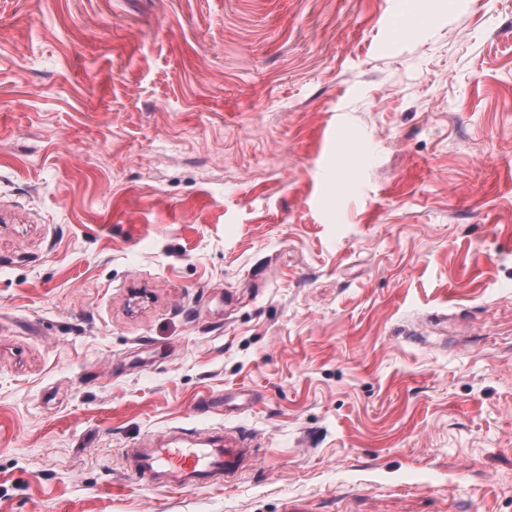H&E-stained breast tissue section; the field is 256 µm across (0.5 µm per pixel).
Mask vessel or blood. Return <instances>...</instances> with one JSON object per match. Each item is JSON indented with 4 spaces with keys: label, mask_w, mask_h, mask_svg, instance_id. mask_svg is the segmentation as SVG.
<instances>
[{
    "label": "vessel or blood",
    "mask_w": 512,
    "mask_h": 512,
    "mask_svg": "<svg viewBox=\"0 0 512 512\" xmlns=\"http://www.w3.org/2000/svg\"><path fill=\"white\" fill-rule=\"evenodd\" d=\"M130 470L159 490L199 489L233 478L255 460L247 434L210 431L196 440L172 430L150 445L128 449Z\"/></svg>",
    "instance_id": "1"
}]
</instances>
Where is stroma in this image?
I'll use <instances>...</instances> for the list:
<instances>
[{"label": "stroma", "instance_id": "1", "mask_svg": "<svg viewBox=\"0 0 512 512\" xmlns=\"http://www.w3.org/2000/svg\"><path fill=\"white\" fill-rule=\"evenodd\" d=\"M424 3L0 0V512H512V0ZM406 5V10L395 22L398 35H403L411 26L424 24L428 19L422 0H407ZM171 430L150 445L126 452L129 469L159 490L209 488L240 474L255 461L247 434L224 428L196 440Z\"/></svg>", "mask_w": 512, "mask_h": 512}]
</instances>
